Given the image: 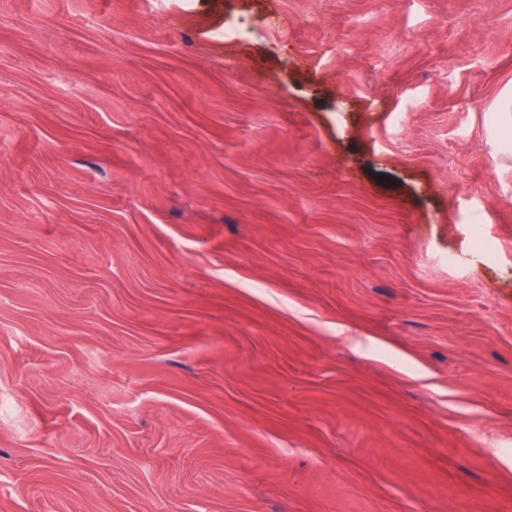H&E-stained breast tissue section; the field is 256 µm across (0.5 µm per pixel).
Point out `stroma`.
Returning <instances> with one entry per match:
<instances>
[{"mask_svg":"<svg viewBox=\"0 0 512 512\" xmlns=\"http://www.w3.org/2000/svg\"><path fill=\"white\" fill-rule=\"evenodd\" d=\"M508 131L512 0H0V512H512Z\"/></svg>","mask_w":512,"mask_h":512,"instance_id":"obj_1","label":"stroma"}]
</instances>
